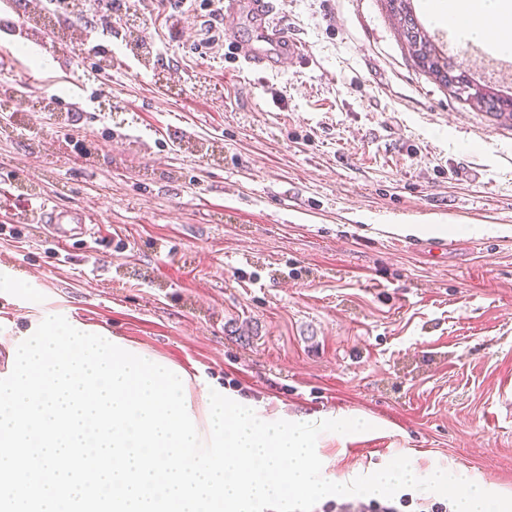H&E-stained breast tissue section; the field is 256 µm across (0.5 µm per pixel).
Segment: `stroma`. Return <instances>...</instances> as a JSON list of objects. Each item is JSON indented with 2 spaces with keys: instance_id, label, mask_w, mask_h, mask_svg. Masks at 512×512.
Listing matches in <instances>:
<instances>
[{
  "instance_id": "35a3bbf8",
  "label": "stroma",
  "mask_w": 512,
  "mask_h": 512,
  "mask_svg": "<svg viewBox=\"0 0 512 512\" xmlns=\"http://www.w3.org/2000/svg\"><path fill=\"white\" fill-rule=\"evenodd\" d=\"M275 10L304 53L266 75L210 0L0 11V369L65 315L193 390L366 419L320 435L326 479L406 456L512 496V121L424 73L384 0ZM106 11L105 69L81 48ZM45 201L95 254L44 239ZM237 58L243 69L250 73H259L272 70L276 67L277 60L260 51L250 43L236 40ZM37 224H40L45 235L60 247L65 248L71 241L84 242L88 248L89 239L97 241L94 225L88 224L86 217L80 213L61 211L56 205L43 203L33 213Z\"/></svg>"
}]
</instances>
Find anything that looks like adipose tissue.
I'll return each instance as SVG.
<instances>
[{
	"label": "adipose tissue",
	"mask_w": 512,
	"mask_h": 512,
	"mask_svg": "<svg viewBox=\"0 0 512 512\" xmlns=\"http://www.w3.org/2000/svg\"><path fill=\"white\" fill-rule=\"evenodd\" d=\"M431 17L466 34L474 43L491 42L512 53V0H427Z\"/></svg>",
	"instance_id": "1"
}]
</instances>
